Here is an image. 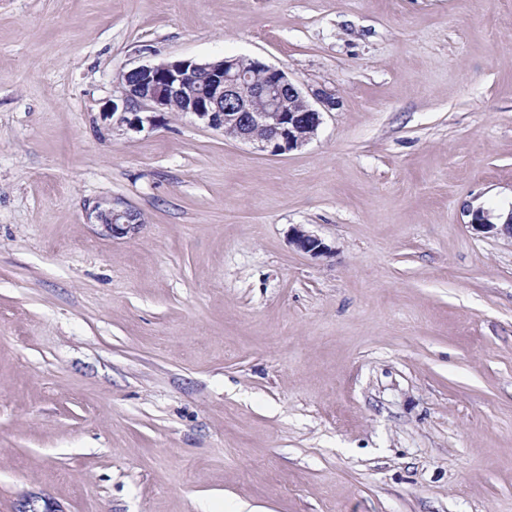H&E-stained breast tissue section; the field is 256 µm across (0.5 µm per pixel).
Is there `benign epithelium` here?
<instances>
[{
    "mask_svg": "<svg viewBox=\"0 0 512 512\" xmlns=\"http://www.w3.org/2000/svg\"><path fill=\"white\" fill-rule=\"evenodd\" d=\"M119 84L121 95L112 103V115L127 130L156 126L180 97L188 102L184 113L271 155L289 153L309 142L322 123V112L336 106L331 93L316 89L307 95L284 70L240 56L144 64L122 73ZM199 85L204 89L200 95L193 92ZM468 215L474 230L512 238V209L494 217L478 207ZM95 218L114 237L142 223L140 213L118 203L97 208ZM291 242L312 256L329 251L321 238L301 227L293 229Z\"/></svg>",
    "mask_w": 512,
    "mask_h": 512,
    "instance_id": "7a95c632",
    "label": "benign epithelium"
}]
</instances>
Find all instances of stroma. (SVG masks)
Segmentation results:
<instances>
[{"mask_svg":"<svg viewBox=\"0 0 512 512\" xmlns=\"http://www.w3.org/2000/svg\"><path fill=\"white\" fill-rule=\"evenodd\" d=\"M224 56L337 106L279 156L103 115ZM478 207H512V0H0V512H512ZM95 218L99 224L104 225L112 232V236H124L138 224H143L140 213L112 203L104 207H97ZM291 242L301 251L312 256H319L328 253L329 248L323 240L307 230L296 227L293 229Z\"/></svg>","mask_w":512,"mask_h":512,"instance_id":"35a3bbf8","label":"stroma"}]
</instances>
